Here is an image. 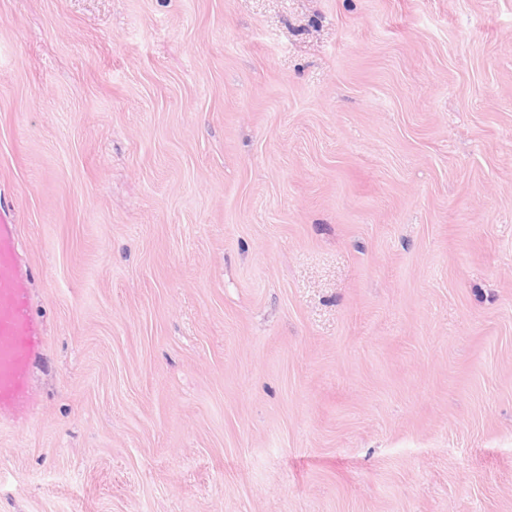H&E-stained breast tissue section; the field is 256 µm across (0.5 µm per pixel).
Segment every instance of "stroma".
Here are the masks:
<instances>
[{"label": "stroma", "mask_w": 512, "mask_h": 512, "mask_svg": "<svg viewBox=\"0 0 512 512\" xmlns=\"http://www.w3.org/2000/svg\"><path fill=\"white\" fill-rule=\"evenodd\" d=\"M0 201V512H512V0H0ZM45 349L20 262L17 227L0 214V423H26L34 417L31 374Z\"/></svg>", "instance_id": "1"}]
</instances>
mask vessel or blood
Returning <instances> with one entry per match:
<instances>
[{"label":"vessel or blood","mask_w":512,"mask_h":512,"mask_svg":"<svg viewBox=\"0 0 512 512\" xmlns=\"http://www.w3.org/2000/svg\"><path fill=\"white\" fill-rule=\"evenodd\" d=\"M45 349L20 262L17 227L0 214V423L33 418L31 374Z\"/></svg>","instance_id":"b4317fda"}]
</instances>
